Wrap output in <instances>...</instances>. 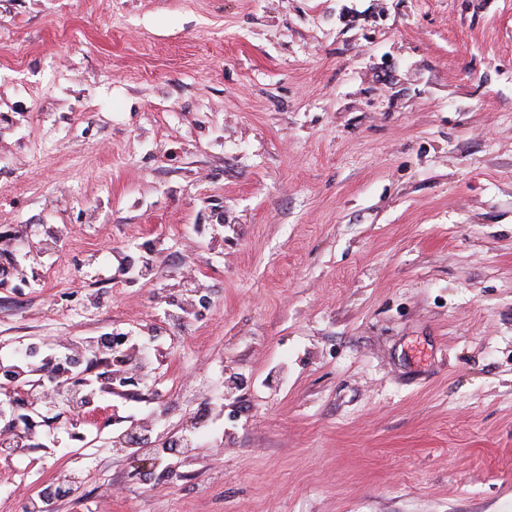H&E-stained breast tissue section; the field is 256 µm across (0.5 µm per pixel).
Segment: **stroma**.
<instances>
[{"label":"stroma","mask_w":512,"mask_h":512,"mask_svg":"<svg viewBox=\"0 0 512 512\" xmlns=\"http://www.w3.org/2000/svg\"><path fill=\"white\" fill-rule=\"evenodd\" d=\"M2 262L24 370L163 358L0 512H512V0H0Z\"/></svg>","instance_id":"obj_1"}]
</instances>
